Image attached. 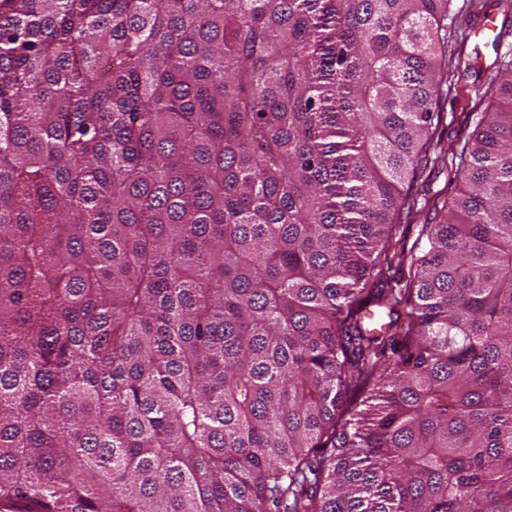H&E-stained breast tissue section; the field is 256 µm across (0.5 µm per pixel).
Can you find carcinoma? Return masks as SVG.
<instances>
[{
  "label": "carcinoma",
  "instance_id": "obj_1",
  "mask_svg": "<svg viewBox=\"0 0 512 512\" xmlns=\"http://www.w3.org/2000/svg\"><path fill=\"white\" fill-rule=\"evenodd\" d=\"M451 2L0 0V512H512V50L438 147ZM430 169L427 170L424 177L416 182L412 188V194L417 199L418 205L414 211L406 218V213H403L400 219V227L398 234L404 237L408 250L416 242L419 249H423L426 244V238L422 236L423 224L431 222L434 212L430 211L426 201L433 199L436 194L442 192L438 201L443 200L448 195V198L453 194L454 186L450 187L448 183V169L440 171L435 169L429 175Z\"/></svg>",
  "mask_w": 512,
  "mask_h": 512
}]
</instances>
